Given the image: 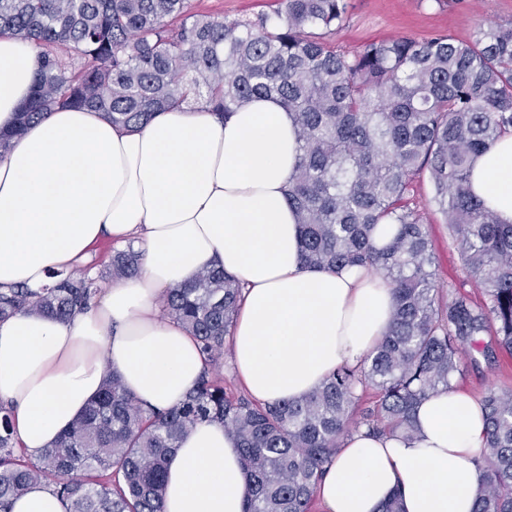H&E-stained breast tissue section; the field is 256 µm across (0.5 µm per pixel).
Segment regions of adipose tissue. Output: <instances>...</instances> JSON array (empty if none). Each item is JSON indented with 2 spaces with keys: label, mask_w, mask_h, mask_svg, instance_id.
<instances>
[{
  "label": "adipose tissue",
  "mask_w": 512,
  "mask_h": 512,
  "mask_svg": "<svg viewBox=\"0 0 512 512\" xmlns=\"http://www.w3.org/2000/svg\"><path fill=\"white\" fill-rule=\"evenodd\" d=\"M37 48L0 38V130L29 96ZM293 117L256 98L229 117L205 102L158 112L143 128L63 109L33 123L0 159V289L50 285L102 241L134 243L142 270L68 320L19 312L0 320V403L28 458L51 447L111 372L144 407L179 405L206 359L163 316V294L220 264L243 285L230 346L259 402L298 400L340 366L359 364L386 333L391 289L364 268L322 270L300 259L288 181ZM473 195L512 224V136L476 159ZM413 438L345 436L317 488L321 512H473L474 460L485 451L481 402L450 390L415 409ZM248 483L223 426L191 429L167 461L164 512H243Z\"/></svg>",
  "instance_id": "ef3b65f1"
}]
</instances>
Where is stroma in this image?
I'll return each instance as SVG.
<instances>
[{"mask_svg":"<svg viewBox=\"0 0 512 512\" xmlns=\"http://www.w3.org/2000/svg\"><path fill=\"white\" fill-rule=\"evenodd\" d=\"M196 11L218 18L270 13L278 0H193ZM512 24V0H350L348 17L330 40L337 50L354 55L372 42L408 37L427 40L449 35L472 39L480 27ZM414 201L434 242L438 278L448 291L477 295L468 282L459 253L451 242L445 215L434 200L428 177L414 185ZM459 389L484 397L492 389L512 386V355L496 352L485 359L475 352L460 355Z\"/></svg>","mask_w":512,"mask_h":512,"instance_id":"35a3bbf8","label":"stroma"}]
</instances>
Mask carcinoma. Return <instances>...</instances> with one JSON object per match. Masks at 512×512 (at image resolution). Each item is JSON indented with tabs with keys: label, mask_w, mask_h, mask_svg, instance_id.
Returning <instances> with one entry per match:
<instances>
[{
	"label": "carcinoma",
	"mask_w": 512,
	"mask_h": 512,
	"mask_svg": "<svg viewBox=\"0 0 512 512\" xmlns=\"http://www.w3.org/2000/svg\"><path fill=\"white\" fill-rule=\"evenodd\" d=\"M348 9V0H280L271 14L218 20L192 0H0V37L39 49L32 95L14 128L0 132V158L56 109H91L138 129L201 99L227 117L275 96L296 124L287 200L303 264L371 267L395 298L386 335L359 365L340 367L300 400L261 404L212 376L240 285L221 266L202 270L164 301L207 360L184 401L146 409L114 370L34 462L16 454L12 412L0 404V512L49 476L66 512H163L167 459L201 422L224 425L239 442L243 512H310L343 436L362 426L413 436L414 408L455 387L460 354L485 333L512 355V224L469 189L475 158L512 135V26L483 27L469 41L401 37L348 56L326 41ZM425 172L480 302L450 298L438 284L427 225L410 206ZM384 221L394 232L377 247L372 232ZM140 269L132 246L113 249L82 270L52 272L40 292H0V319L72 318L106 283ZM483 408L488 451L476 461L474 512H512V389L489 390Z\"/></svg>",
	"instance_id": "obj_1"
}]
</instances>
